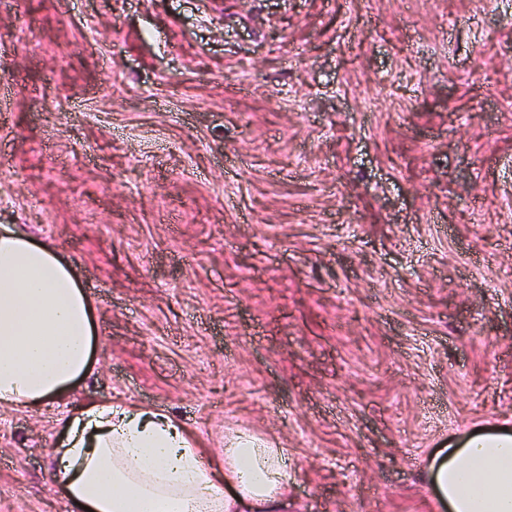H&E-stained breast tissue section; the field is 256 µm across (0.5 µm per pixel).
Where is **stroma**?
I'll use <instances>...</instances> for the list:
<instances>
[{
	"label": "stroma",
	"mask_w": 512,
	"mask_h": 512,
	"mask_svg": "<svg viewBox=\"0 0 512 512\" xmlns=\"http://www.w3.org/2000/svg\"><path fill=\"white\" fill-rule=\"evenodd\" d=\"M0 228L91 299L71 401L288 451V512H438L512 425V0H0ZM65 404L0 409V512H70Z\"/></svg>",
	"instance_id": "1"
}]
</instances>
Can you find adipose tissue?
<instances>
[{
  "mask_svg": "<svg viewBox=\"0 0 512 512\" xmlns=\"http://www.w3.org/2000/svg\"><path fill=\"white\" fill-rule=\"evenodd\" d=\"M90 299L54 246L0 230V408L67 398L92 369ZM52 480L74 512H283L288 454L247 434L206 462L191 429L151 408L102 400L60 419ZM448 512H512V430L443 449L429 473Z\"/></svg>",
  "mask_w": 512,
  "mask_h": 512,
  "instance_id": "1",
  "label": "adipose tissue"
}]
</instances>
